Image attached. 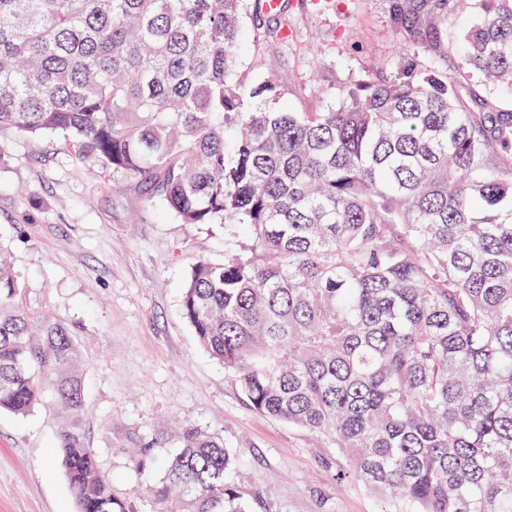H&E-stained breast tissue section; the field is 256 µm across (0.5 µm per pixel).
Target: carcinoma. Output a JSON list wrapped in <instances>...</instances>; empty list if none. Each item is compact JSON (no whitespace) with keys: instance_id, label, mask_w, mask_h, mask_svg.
Masks as SVG:
<instances>
[{"instance_id":"obj_1","label":"carcinoma","mask_w":512,"mask_h":512,"mask_svg":"<svg viewBox=\"0 0 512 512\" xmlns=\"http://www.w3.org/2000/svg\"><path fill=\"white\" fill-rule=\"evenodd\" d=\"M245 0H0V128L64 133L182 224H222L182 313L257 412L334 445L385 510L512 512V0L448 75L411 56L318 112L234 79ZM81 345L32 311L0 244V411L53 409L77 512H129L83 430ZM153 512H252L190 427ZM466 93L464 92L466 98L468 97V88L471 89L472 93H475L477 97L481 99V105L486 112H497L501 108H510L506 107V103L509 102L510 99L502 96L498 91L484 87L479 82L472 81L470 85L466 86Z\"/></svg>"}]
</instances>
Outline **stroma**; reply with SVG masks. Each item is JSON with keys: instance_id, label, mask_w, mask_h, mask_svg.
Segmentation results:
<instances>
[{"instance_id": "1", "label": "stroma", "mask_w": 512, "mask_h": 512, "mask_svg": "<svg viewBox=\"0 0 512 512\" xmlns=\"http://www.w3.org/2000/svg\"><path fill=\"white\" fill-rule=\"evenodd\" d=\"M288 48L239 56L247 84L275 77L277 105L313 112L346 90L390 75L411 55L453 73L469 17L446 0V35L412 39L396 16L426 27L433 0H282ZM0 242L29 305L67 322L85 365L84 428L101 471L133 512H152L158 481L186 426L207 430L237 460L235 482L254 512H382L377 497L336 473L343 460L324 440L256 412L228 371L197 343L182 314L192 264L224 256V227L183 224L149 203L133 177L77 159L60 137L0 130ZM57 420L38 409L0 413V512H75L54 458ZM150 446L153 467L131 455Z\"/></svg>"}]
</instances>
